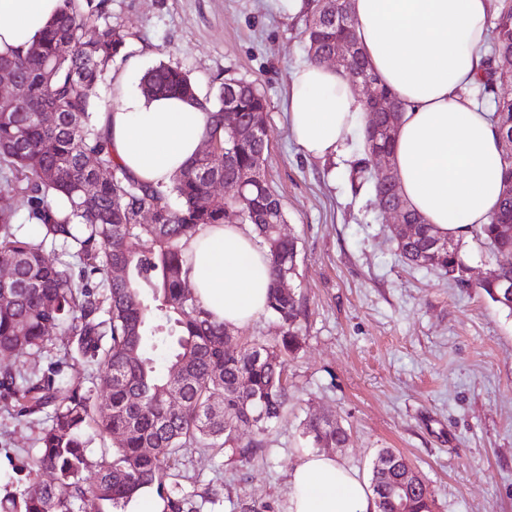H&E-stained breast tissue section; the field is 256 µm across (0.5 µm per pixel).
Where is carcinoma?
Here are the masks:
<instances>
[{
	"instance_id": "carcinoma-1",
	"label": "carcinoma",
	"mask_w": 512,
	"mask_h": 512,
	"mask_svg": "<svg viewBox=\"0 0 512 512\" xmlns=\"http://www.w3.org/2000/svg\"><path fill=\"white\" fill-rule=\"evenodd\" d=\"M65 7L46 32L24 54H0V64L14 72L25 88L22 96L0 103V189L22 195L26 220L39 238L19 233L15 216L0 212V266L15 274L10 287H0V354L20 356L41 348L54 332L74 337L65 355L75 354L104 369L108 396L64 385L53 373H0V392L16 415L46 414L39 470L50 481L31 479L22 489L0 499L3 512H76L86 499L106 512H124L133 498L155 490L166 512H200L216 495L209 489L194 501L174 473L189 448H232L247 464L265 447L264 437L286 402L285 359L301 347L303 305L293 289L279 287L283 273L297 275L298 242L279 232L286 215L268 183H252L246 202H224L213 193L215 180L200 177L209 170L219 177L248 171L265 163L242 132L224 130V105L242 112H264L267 100L251 84L228 80L215 101L201 107L213 113L208 137L221 152L197 157L169 185L143 183L112 157L97 113L110 103L91 90L118 58H128L127 34L112 23L109 0H64ZM333 5L309 0L304 34L311 59L336 42L357 40L356 30L334 23ZM491 47L512 48V5L500 0L490 21ZM70 52L58 55L60 45ZM141 88L151 96L193 99L197 87L187 73L161 63L148 70ZM57 113L60 123L43 126L36 113ZM489 110L497 129L512 131V98L493 97ZM233 166L224 168V154ZM92 156L104 176L81 165ZM359 159L350 173L351 188L374 196L388 189ZM95 179L87 195L84 185ZM228 218L251 224L271 257L268 309L281 325L271 342H253L237 351L228 333L199 306L184 275L185 241L207 224ZM151 223L144 224L146 214ZM414 237L398 244L400 257L415 265L423 256L461 288L464 265L460 245L449 253L426 254L441 240L432 225L414 213ZM495 258V276L477 288L492 303L512 312L498 298L499 281H512V195L502 192L491 219L476 230ZM57 252L50 260L46 246ZM120 266L125 276L115 278ZM302 434L312 448H345L350 432L330 418H310ZM115 437L100 458L88 447ZM151 452H146V449ZM372 490L379 512H432L433 496L421 474L395 451L382 449L374 462ZM405 486L398 498L395 488Z\"/></svg>"
}]
</instances>
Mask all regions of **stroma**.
Returning <instances> with one entry per match:
<instances>
[{
    "label": "stroma",
    "instance_id": "1",
    "mask_svg": "<svg viewBox=\"0 0 512 512\" xmlns=\"http://www.w3.org/2000/svg\"><path fill=\"white\" fill-rule=\"evenodd\" d=\"M141 71L181 67L201 95L221 82L254 83L269 102L264 173L298 240L293 286L306 311L300 350L288 359L290 398L249 464L230 450L189 451L178 469L185 488L221 480L202 512H288L289 477L308 446V417L338 420L351 445L337 459L370 478L379 449L392 448L429 484L433 512H512V313L474 283L494 260L476 237L462 260L461 288L398 255L392 215L347 180L360 156L359 132L343 152L313 160L298 150L284 109L292 70L307 59L304 21L284 0H110ZM63 339L26 357L29 368L61 361L59 379L105 397L101 372L62 362ZM45 418L17 417L0 397V495L28 482Z\"/></svg>",
    "mask_w": 512,
    "mask_h": 512
}]
</instances>
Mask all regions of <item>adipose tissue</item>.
<instances>
[{"label":"adipose tissue","instance_id":"adipose-tissue-1","mask_svg":"<svg viewBox=\"0 0 512 512\" xmlns=\"http://www.w3.org/2000/svg\"><path fill=\"white\" fill-rule=\"evenodd\" d=\"M62 5L0 0V54L30 49ZM351 8L371 70L400 103L392 161L404 202L442 236L464 238L490 223L503 186L499 136L468 93L496 0H352ZM137 66L131 57L113 70L112 109L97 118L117 162L166 184L199 155L212 117L195 101L129 89ZM364 111L343 72L308 61L291 72L289 126L305 157L340 154ZM186 253L193 293L214 321L242 328L266 313L270 256L249 225H206ZM289 487V512H378L368 483L324 453L302 455Z\"/></svg>","mask_w":512,"mask_h":512}]
</instances>
